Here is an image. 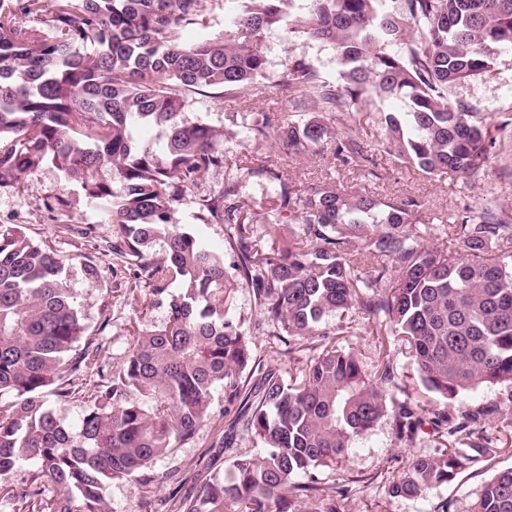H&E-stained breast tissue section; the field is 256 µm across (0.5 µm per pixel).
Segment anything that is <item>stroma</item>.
<instances>
[{"instance_id": "obj_1", "label": "stroma", "mask_w": 512, "mask_h": 512, "mask_svg": "<svg viewBox=\"0 0 512 512\" xmlns=\"http://www.w3.org/2000/svg\"><path fill=\"white\" fill-rule=\"evenodd\" d=\"M266 51L269 68L262 80L265 94L243 104L221 91L205 90L189 94L184 109V119L223 130L225 137L220 147L235 159L246 151L263 158L279 154V147L271 143L253 145L246 151L241 143L247 116L287 111V101L276 91L287 63L306 59L315 62L325 78L336 77L333 51L328 46L294 40L276 29L266 37ZM454 95L476 107L488 123L512 116V48L499 49L492 72L457 86ZM496 137V149L487 172L472 181L445 173L438 177L418 173L384 153L375 136L369 133L359 136L364 149L373 157L369 171H360L329 157L291 165L288 176L296 182L321 178L329 183L356 185L382 200L413 197L424 202L437 218L436 223L423 229L420 244L454 251L458 244L449 238L443 219L463 209L478 207L488 197L512 210V127L497 131ZM57 195L64 198L65 207L48 212L47 202ZM0 224L19 225L29 239L47 242L63 259L67 284L84 321L90 331L98 332L103 345L97 360L91 361L83 374L85 390L99 384L101 365L112 366L122 361L137 327L158 325L165 320L166 305L143 310L142 301L150 294L149 284L134 278L132 270L113 255L112 226L103 204L89 199L53 165L42 166L18 188L0 190ZM89 260L98 269V278L93 283L84 271ZM229 314L244 329L255 333L253 360L244 372L245 377L256 379L266 369L274 368L285 381L294 382L307 361L333 345L354 352L365 372L371 375L376 373L381 361H389L396 375L397 385L391 390L395 402L417 404L427 412L448 409L455 414L465 410L481 413L479 441L491 447V454L477 458L453 481L417 498L391 495L393 475L406 468L414 456L463 448L467 442L429 428L409 442L397 433L393 415L384 416L351 440L343 464L315 469L314 476L320 485L333 486L341 492L336 499V512H437L442 506L448 512H469L485 480L500 469L512 467V389L484 388L460 402L446 404L420 388L408 346L392 335L385 320H369L352 313L342 317L333 315L326 319L323 335L277 336L271 328L259 327L260 315L247 288L237 290ZM213 412V419L199 429L196 442L157 461L154 467L157 481L150 495H143L137 483L112 482L106 491L109 512H153L158 501L194 494L210 475L225 472L233 457L262 453V446L242 430L234 436L229 448H222L221 434L239 412L238 403L229 402L223 390L214 392Z\"/></svg>"}]
</instances>
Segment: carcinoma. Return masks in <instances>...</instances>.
Listing matches in <instances>:
<instances>
[{
  "mask_svg": "<svg viewBox=\"0 0 512 512\" xmlns=\"http://www.w3.org/2000/svg\"><path fill=\"white\" fill-rule=\"evenodd\" d=\"M239 2L223 36L186 44L183 30L207 27L204 0H0V189L53 164L107 205L112 253L152 283L146 308L180 285L163 325L133 336L67 424L47 394L74 398L71 382L102 345L87 334L63 260L0 224V493L23 512H106L113 481L150 485L158 458L211 420L217 388L245 406L229 429L241 423L265 452L235 457L176 512H296L302 498L307 512H336V488L312 471L344 461L351 439L386 415L394 373L386 364L371 379L353 352L332 347L292 384L275 369L256 384L243 379L254 342L229 316L238 288L251 289L262 323L289 336H320L333 314L384 316L425 389L450 403L512 386V267L495 255L512 246V213L489 200L449 217L463 253L446 252L418 242V226L434 218L415 199L288 178V162L328 150L356 167L372 162L353 136L366 127L383 152L425 175H483L496 138L452 92L512 48V0H302L297 12L295 0ZM273 29L331 46L338 78L324 80L311 62L287 65L277 90L289 111L260 112L244 126L246 144L270 141L284 153L239 166L217 147L224 132L183 111L187 95L204 89L243 103L258 96ZM389 98L402 108H383ZM338 117L348 133L331 127ZM149 129L160 130L155 149L139 146ZM218 168L224 184L198 194L197 219L224 225L229 271L175 209ZM252 184L271 189L268 203L247 204ZM286 224L301 233L285 238ZM479 421L445 411L426 419L405 404L396 412L409 439L426 424L469 437ZM491 452L472 443L415 456L391 492L422 497ZM470 512H512V467L484 482Z\"/></svg>",
  "mask_w": 512,
  "mask_h": 512,
  "instance_id": "obj_1",
  "label": "carcinoma"
}]
</instances>
